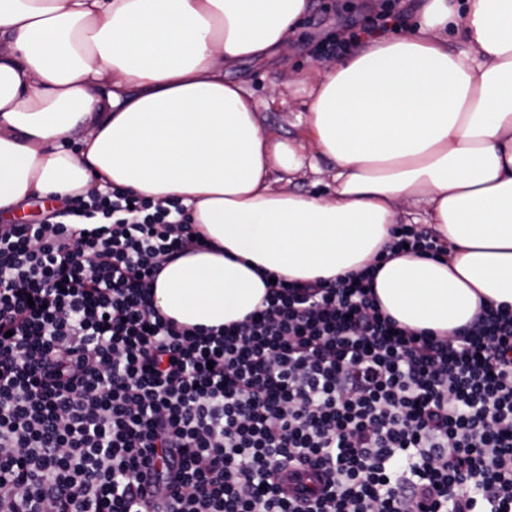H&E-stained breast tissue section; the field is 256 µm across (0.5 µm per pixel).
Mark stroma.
<instances>
[{
	"mask_svg": "<svg viewBox=\"0 0 512 512\" xmlns=\"http://www.w3.org/2000/svg\"><path fill=\"white\" fill-rule=\"evenodd\" d=\"M423 0H312V8L301 23L287 60H243L225 72L227 80L249 88L260 101L264 131L275 140L290 141L304 126L310 103L304 75L318 64L315 47L330 38H346L366 19L383 13L404 17L403 30L417 21ZM275 103H268V96Z\"/></svg>",
	"mask_w": 512,
	"mask_h": 512,
	"instance_id": "stroma-1",
	"label": "stroma"
}]
</instances>
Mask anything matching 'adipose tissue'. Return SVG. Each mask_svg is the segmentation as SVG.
<instances>
[{"label": "adipose tissue", "instance_id": "obj_1", "mask_svg": "<svg viewBox=\"0 0 512 512\" xmlns=\"http://www.w3.org/2000/svg\"><path fill=\"white\" fill-rule=\"evenodd\" d=\"M430 0L417 32L308 73L277 141L224 68L286 57L311 0H0V216L119 186L182 200L209 242L164 265L155 307L221 328L290 281L376 269L400 325L448 333L512 307V0ZM454 26L472 48L449 51ZM336 164L329 196L278 184ZM437 259L380 256L400 217Z\"/></svg>", "mask_w": 512, "mask_h": 512}]
</instances>
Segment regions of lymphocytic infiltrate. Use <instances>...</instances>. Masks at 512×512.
Masks as SVG:
<instances>
[{"mask_svg":"<svg viewBox=\"0 0 512 512\" xmlns=\"http://www.w3.org/2000/svg\"><path fill=\"white\" fill-rule=\"evenodd\" d=\"M194 233L119 187L0 226V512H512L511 309L412 330L367 268L187 327L152 290Z\"/></svg>","mask_w":512,"mask_h":512,"instance_id":"lymphocytic-infiltrate-1","label":"lymphocytic infiltrate"}]
</instances>
